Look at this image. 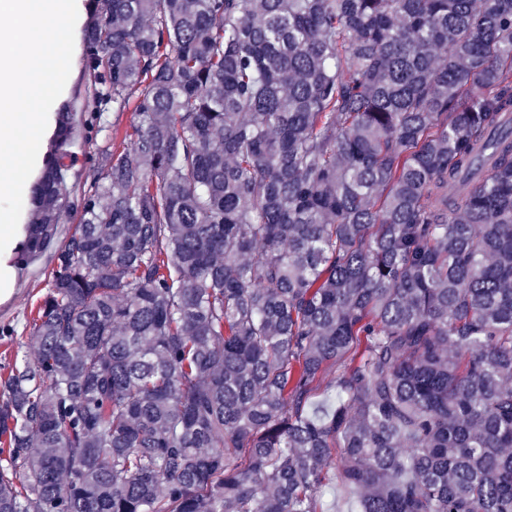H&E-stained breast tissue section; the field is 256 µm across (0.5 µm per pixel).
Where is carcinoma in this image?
Here are the masks:
<instances>
[{"mask_svg":"<svg viewBox=\"0 0 512 512\" xmlns=\"http://www.w3.org/2000/svg\"><path fill=\"white\" fill-rule=\"evenodd\" d=\"M89 10L133 120L76 200L57 98L0 512H512V0ZM328 480L330 488L324 497V508L326 512H350L352 503L341 489L338 473L335 470L329 472Z\"/></svg>","mask_w":512,"mask_h":512,"instance_id":"carcinoma-1","label":"carcinoma"}]
</instances>
